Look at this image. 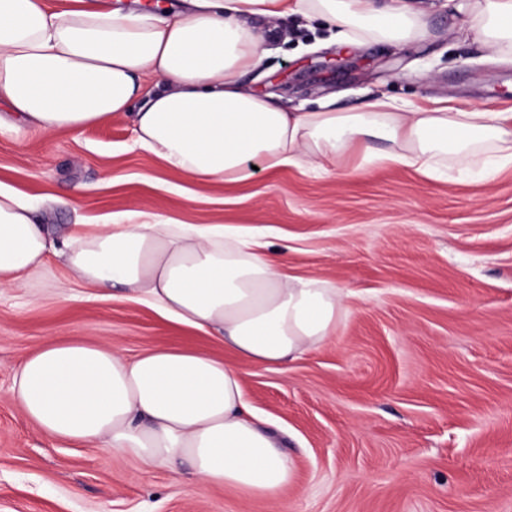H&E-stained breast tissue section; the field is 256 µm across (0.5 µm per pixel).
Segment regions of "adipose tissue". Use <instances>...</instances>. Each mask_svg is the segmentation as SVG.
I'll use <instances>...</instances> for the list:
<instances>
[{"label": "adipose tissue", "instance_id": "obj_1", "mask_svg": "<svg viewBox=\"0 0 512 512\" xmlns=\"http://www.w3.org/2000/svg\"><path fill=\"white\" fill-rule=\"evenodd\" d=\"M456 9L466 35L512 61V0H458ZM288 15L335 28L350 50L433 35L415 0H188L177 10L92 0L54 12L43 0H0V104L44 133L125 114L135 146L199 182L245 181L254 161L336 172L354 150L361 163L430 178L452 161L512 165L511 112L428 109L386 96L357 112H290L246 90L239 78L266 53L269 22ZM377 140L384 149H374ZM40 210L0 189L1 289L43 276L55 254L71 283L149 304L219 337L236 359L181 347L130 359L116 346L54 340L16 370L13 396L26 415L61 442L102 444L146 471L185 464L202 485L280 504L294 465L252 412L237 365L275 368L332 336L344 290L284 274L257 236L132 211L111 224H73L57 242Z\"/></svg>", "mask_w": 512, "mask_h": 512}]
</instances>
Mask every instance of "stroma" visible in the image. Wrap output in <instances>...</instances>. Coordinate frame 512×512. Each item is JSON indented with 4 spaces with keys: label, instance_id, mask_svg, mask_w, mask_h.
<instances>
[{
    "label": "stroma",
    "instance_id": "stroma-1",
    "mask_svg": "<svg viewBox=\"0 0 512 512\" xmlns=\"http://www.w3.org/2000/svg\"><path fill=\"white\" fill-rule=\"evenodd\" d=\"M431 39L341 53L298 16L248 90L285 110L411 104L512 112V63L460 36L463 14L419 0ZM0 125V187L44 201L52 236L143 210L176 224L263 233L287 273L347 291L336 333L285 366L240 365L251 407L294 463L280 505L147 472L97 443L39 429L12 393L18 365L60 338L135 356L222 341L126 299L49 281L0 290V512H512V166L429 179L368 166L351 174L256 170L199 183L133 146L127 117L51 134Z\"/></svg>",
    "mask_w": 512,
    "mask_h": 512
}]
</instances>
